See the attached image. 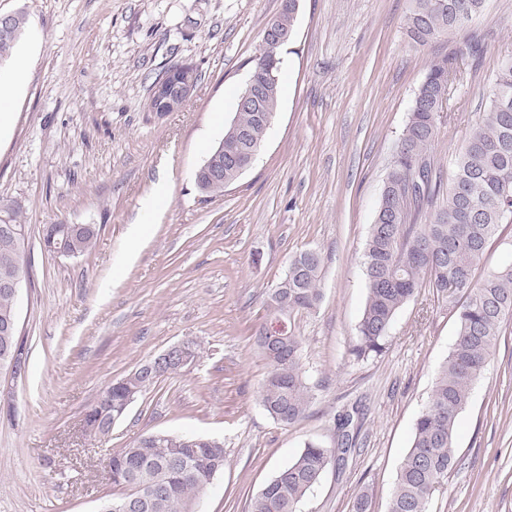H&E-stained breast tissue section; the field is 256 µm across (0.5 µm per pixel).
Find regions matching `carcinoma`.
Segmentation results:
<instances>
[{
  "label": "carcinoma",
  "mask_w": 512,
  "mask_h": 512,
  "mask_svg": "<svg viewBox=\"0 0 512 512\" xmlns=\"http://www.w3.org/2000/svg\"><path fill=\"white\" fill-rule=\"evenodd\" d=\"M296 2L268 21L293 34ZM484 0H409L405 29L416 46L468 26L483 10ZM25 17L13 16L9 30L0 31V65L6 62L23 34ZM281 55L259 57L253 66L256 82L264 88L255 111L234 114L252 146L264 141L280 97ZM448 59L432 62L414 93L407 121L400 133L381 202L371 224L364 252L367 294L356 326L352 353L379 354L391 334L400 310L421 289L431 288L448 298V280L459 288L450 300L457 333L440 364L428 400L415 421L411 445L403 456L388 494V512H429L434 493L460 465L456 445L459 415L469 405L474 385L485 368L512 316V263L482 281L475 280L489 241L500 225L512 224V57L498 68L489 89V104L480 113L464 147L455 159L451 181L443 184L431 152L438 132L436 99L450 92ZM239 179L238 169L224 163V180L206 178L198 192L213 198L224 195V185ZM98 232L90 227L78 236L80 255L91 252ZM11 241L0 233V276L15 267ZM322 258L303 251L288 264V284L278 283L267 295L268 318L288 322V343L265 335L259 327L255 344L268 370L259 386V402L274 422L290 426L303 419L312 402L302 364V342L295 334V317L309 312L321 300L319 273ZM157 379L127 374L112 381L86 410L94 422L108 407H117L130 395H139ZM350 416L340 415L338 447L319 439L304 443L301 451L277 471L250 499L248 512H300L326 469L351 451L353 439L345 428ZM112 485L120 493L110 497L127 512V500L145 498L141 512H195L197 497L224 468V443L162 431L147 432L131 447L109 454Z\"/></svg>",
  "instance_id": "cac0c4a2"
}]
</instances>
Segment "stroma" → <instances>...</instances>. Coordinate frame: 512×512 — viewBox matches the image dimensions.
<instances>
[{
	"label": "stroma",
	"mask_w": 512,
	"mask_h": 512,
	"mask_svg": "<svg viewBox=\"0 0 512 512\" xmlns=\"http://www.w3.org/2000/svg\"><path fill=\"white\" fill-rule=\"evenodd\" d=\"M282 0H0L25 12L28 61L0 125V202L29 226L30 278L19 297L23 378H0L14 418L0 416V512H96L111 497L106 457L147 431L224 444L221 474L197 512H246L250 498L313 438L355 452L330 466L300 512H352L372 488L373 512L410 446L413 424L457 325L432 289L399 312L380 355L352 352L366 282L362 253L414 93L430 63L480 50L462 68L432 152L443 176L512 56V0H486L456 34L412 47L407 0H299L282 54L278 111L256 162L221 197L194 174L224 134ZM198 80L177 112H149L155 78L174 64ZM154 211L142 201L158 183ZM138 238H131L132 224ZM52 224H93L86 255L45 251ZM322 256V300L298 315L313 400L277 425L258 402L267 370L253 335L267 292L290 259ZM191 340L204 353L143 392L110 434L82 430L86 409L145 360ZM461 466L430 512H512V319L460 414Z\"/></svg>",
	"instance_id": "stroma-1"
}]
</instances>
